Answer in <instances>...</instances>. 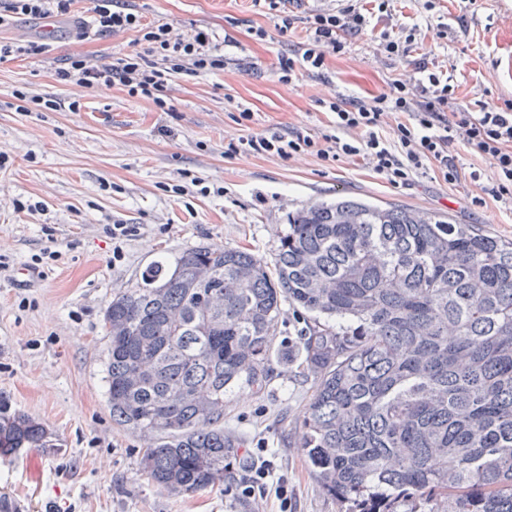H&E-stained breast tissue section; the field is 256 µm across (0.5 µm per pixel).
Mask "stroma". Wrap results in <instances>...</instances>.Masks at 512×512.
<instances>
[{
    "instance_id": "stroma-1",
    "label": "stroma",
    "mask_w": 512,
    "mask_h": 512,
    "mask_svg": "<svg viewBox=\"0 0 512 512\" xmlns=\"http://www.w3.org/2000/svg\"><path fill=\"white\" fill-rule=\"evenodd\" d=\"M146 21L177 32L207 29L229 60L224 70L177 80L172 111L125 91L82 92L58 85L56 63L76 53L112 55L131 50L129 39L74 40L89 22L90 0H77L70 17L46 32L42 20L19 18L0 28V42L41 40L49 57L0 63V396L52 430L60 449L25 448L0 459V495L14 512H279L275 494L288 489L291 512H342L312 476L300 446L301 422L312 382L281 360L305 331L309 314L283 304L271 344L278 357L262 391L247 384L224 401V434L236 442L223 486L190 495L153 484L140 468L147 442L115 425L107 406L108 341L103 312L112 296L136 287L154 261L174 266L200 244L249 248L272 260L289 211L336 194L396 203L420 213L476 224L512 239V208L474 205L479 189L469 170L490 163L464 149L466 175L448 184L433 168L412 186L395 187L364 160L324 162L312 155L226 156L230 138L246 132L315 135L331 116L319 104L330 91L360 96L387 91L406 63L374 56V32L391 20L372 18L373 33L330 59L324 77L298 72L280 82L282 54L301 33L280 34L278 20L254 0H136ZM403 15L425 17L423 52L447 60L458 110L512 101V0H440L423 14L419 0H401ZM464 26L460 37L437 41L438 24ZM261 27L265 40L252 31ZM49 95L61 109L22 112L15 91ZM79 98L81 108L67 104ZM249 107V126L236 122ZM209 193H201V186ZM27 202L20 210L16 201ZM135 235L112 238L113 224ZM36 269L16 284L18 268ZM270 462L265 494H246L256 464Z\"/></svg>"
}]
</instances>
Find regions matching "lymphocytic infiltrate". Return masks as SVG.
I'll return each mask as SVG.
<instances>
[{
  "label": "lymphocytic infiltrate",
  "instance_id": "obj_1",
  "mask_svg": "<svg viewBox=\"0 0 512 512\" xmlns=\"http://www.w3.org/2000/svg\"><path fill=\"white\" fill-rule=\"evenodd\" d=\"M76 0H0V27L13 18L43 19L70 15ZM277 13L281 34L304 27L305 35L293 53L279 57L281 82H292L297 71L322 75L329 58L345 55L352 42L367 29L372 14L391 16L394 0H339L337 7L299 16L295 0H262ZM92 25L84 38L133 35L131 52L112 57L75 54L54 70L57 83L84 90L119 88L129 96L167 110L169 91L176 80L224 68L226 57L209 32L194 29L190 35L173 34L170 26L145 22L127 0H92ZM423 43L419 23L403 22L382 31L377 44L380 57L411 61L413 71L399 74L388 91L371 96L334 93L320 104L334 121L317 135L290 130L285 135L256 134L229 141L224 153H273L283 158L313 155L325 162L362 158L390 184L411 185L415 174L436 167L449 183L462 175L459 147H469L489 160L490 175L472 170L469 175L481 189L475 204L486 200L512 203V104L482 106L477 112L453 108L455 87L448 72L429 55L419 54Z\"/></svg>",
  "mask_w": 512,
  "mask_h": 512
}]
</instances>
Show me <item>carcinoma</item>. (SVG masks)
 Here are the masks:
<instances>
[{
	"mask_svg": "<svg viewBox=\"0 0 512 512\" xmlns=\"http://www.w3.org/2000/svg\"><path fill=\"white\" fill-rule=\"evenodd\" d=\"M314 315L302 442L347 512H512V240L402 205L339 195L288 214L273 266L202 244L158 263L104 311L112 421L176 494L224 484L238 455L224 395L263 388L282 302ZM0 398V457L56 448Z\"/></svg>",
	"mask_w": 512,
	"mask_h": 512,
	"instance_id": "cac0c4a2",
	"label": "carcinoma"
}]
</instances>
